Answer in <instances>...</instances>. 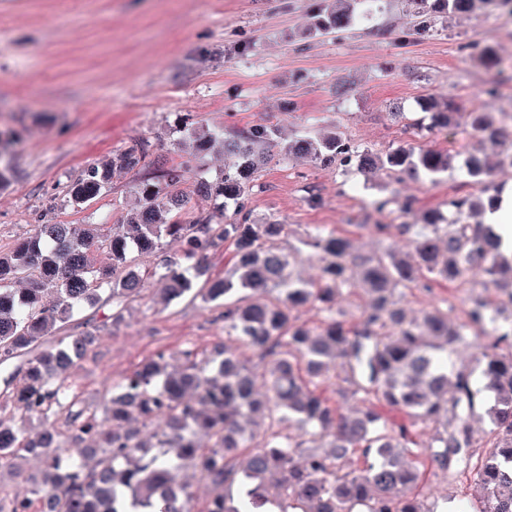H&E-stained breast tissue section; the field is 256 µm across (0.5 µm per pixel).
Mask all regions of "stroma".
I'll use <instances>...</instances> for the list:
<instances>
[{"label":"stroma","instance_id":"35a3bbf8","mask_svg":"<svg viewBox=\"0 0 512 512\" xmlns=\"http://www.w3.org/2000/svg\"><path fill=\"white\" fill-rule=\"evenodd\" d=\"M315 0H0V130L11 133L13 176L0 190V251L35 224H98L118 232L149 174L117 168L99 196L74 205L70 188L101 160L129 148L176 169L177 190L192 196L180 216L193 224L212 211L193 196L200 178L222 165L216 154L193 157L176 141L186 123L225 137L265 125L296 135L336 128L358 151L446 148L495 160L501 145L458 129L437 134L414 127L431 98L452 99L464 112H490L512 123V13L490 4L470 15L430 13L417 34L406 0L385 11L358 0V23L346 31L312 32ZM496 95H488L491 82ZM349 91L340 95L337 83ZM463 165L430 179L388 169L370 175L356 164L316 167L274 161L252 177L244 212L253 224L283 225L281 247L305 249L319 230L353 234L363 250L406 245L397 208H443L476 193ZM387 201L384 210L375 204ZM388 224L389 237L375 225ZM498 301L495 288L437 287L408 292L401 304L429 308L448 300L464 316V299ZM220 303L151 297L129 304L121 325L111 305L76 315L63 335L97 334L76 363L69 398L102 409L113 382L157 352L193 346L208 358L224 340ZM452 497L472 512L477 503L463 476L427 472L425 506Z\"/></svg>","mask_w":512,"mask_h":512}]
</instances>
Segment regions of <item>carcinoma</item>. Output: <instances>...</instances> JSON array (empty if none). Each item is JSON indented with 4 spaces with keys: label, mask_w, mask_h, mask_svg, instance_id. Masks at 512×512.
Segmentation results:
<instances>
[{
    "label": "carcinoma",
    "mask_w": 512,
    "mask_h": 512,
    "mask_svg": "<svg viewBox=\"0 0 512 512\" xmlns=\"http://www.w3.org/2000/svg\"><path fill=\"white\" fill-rule=\"evenodd\" d=\"M355 0H320L318 31L333 33L353 24ZM479 0H410L415 32L427 31V15L445 8L468 13ZM427 131L457 123L453 100H431ZM467 125L477 135L512 138L487 112H470ZM178 144L207 153L221 145L224 169L197 184L196 196L215 208L242 198L251 176L279 148L281 159L328 166L355 158L363 170L421 171L432 179L453 167V157L432 148L403 147L383 156L353 154L330 131L317 138H292L257 126L242 136L217 139L201 126H185ZM118 165H146L130 149L112 162L88 168L70 190L81 205L98 196ZM512 167V151L496 164L477 157L464 161L467 175L481 187L471 198L448 200V216L425 214L420 224H401L408 251L389 246L360 252L347 234L319 232L308 243L313 254L277 244L281 224H196L179 221L191 198L145 183L123 231L100 240L95 224H35L8 253L0 252V369L6 395L0 397V469L24 449L41 462L40 512H195L193 470L211 487L205 512H435L421 507L417 488L424 467L444 474H473L482 490L474 512H512V324L473 303L467 320L454 306H435L420 315L398 307L406 290L429 293L433 284L464 287L481 273L512 301V260L486 224L466 219L485 206L482 194L495 166ZM182 243V253L162 260L154 301L167 304L190 296L208 304L224 300V332L252 349L262 372L224 345L208 359L192 346L172 365L163 353L106 389L103 415L70 412L79 455L61 449L45 426L26 436L6 409L42 413L66 397L65 382L75 362L95 341L85 331L47 338L73 320L84 306L112 302V325L124 321L127 306L147 290L149 275L139 259L163 252L166 239ZM232 241L236 280L206 279L199 259ZM198 259L194 265L186 262ZM314 261L312 281L293 276L303 260ZM279 296L271 300V290ZM363 304L356 323L344 318L343 295ZM309 307L316 321L296 311ZM486 336L476 355L482 388L473 369L448 362V353L467 347L472 331ZM332 386L340 403L317 393ZM357 406L346 415L341 403ZM486 408L493 439L472 464L471 420ZM406 418L391 422L384 413ZM296 427L298 437L290 432ZM360 451L364 467L352 455ZM0 512H31V500L15 496Z\"/></svg>",
    "instance_id": "carcinoma-1"
}]
</instances>
